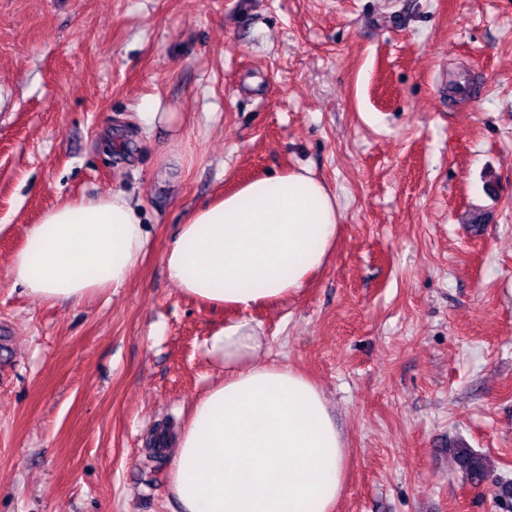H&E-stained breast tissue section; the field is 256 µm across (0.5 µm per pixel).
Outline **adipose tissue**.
Masks as SVG:
<instances>
[{
	"instance_id": "ef3b65f1",
	"label": "adipose tissue",
	"mask_w": 512,
	"mask_h": 512,
	"mask_svg": "<svg viewBox=\"0 0 512 512\" xmlns=\"http://www.w3.org/2000/svg\"><path fill=\"white\" fill-rule=\"evenodd\" d=\"M341 210L309 170L242 183L191 211L162 261L188 297L238 312L298 293L325 264ZM149 245L138 202L120 192L64 202L29 225L9 277L51 303L123 287ZM260 324L228 321L207 340L224 378L174 436L169 489L181 512H335L346 440L323 391L261 360Z\"/></svg>"
}]
</instances>
